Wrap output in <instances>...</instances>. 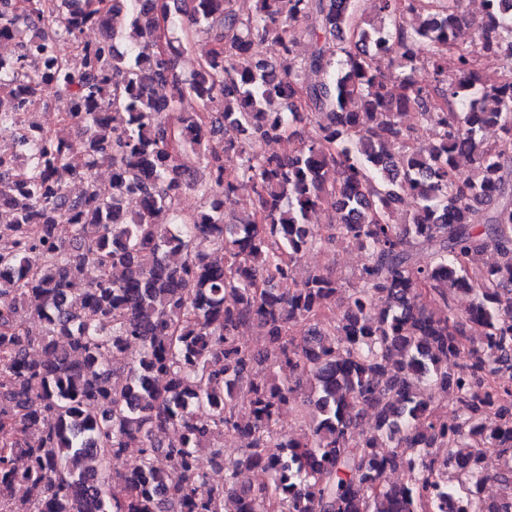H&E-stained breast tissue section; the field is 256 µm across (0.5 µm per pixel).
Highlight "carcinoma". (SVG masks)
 <instances>
[{
  "mask_svg": "<svg viewBox=\"0 0 512 512\" xmlns=\"http://www.w3.org/2000/svg\"><path fill=\"white\" fill-rule=\"evenodd\" d=\"M233 2L0 0V41L15 44L0 128L30 148L0 154V512H83L87 482L99 512H512V79L480 67L512 65V0H484L476 50L464 0H372L373 20L359 0H254L246 16ZM173 14L212 43L188 79L169 32L158 44ZM96 24L103 38L83 40ZM270 39L277 66L261 58ZM385 56L392 76L374 66ZM308 69L321 78L303 82ZM45 94L63 127L39 121ZM186 96L200 111H178ZM302 120L316 136L257 149ZM187 189L208 204L182 213ZM405 193L416 209L399 224ZM325 206L336 223H311ZM337 241L366 258L328 318L343 284L294 271ZM286 415L301 433L285 439ZM224 434L242 444L212 484L199 452L224 458ZM489 480L497 495L471 494Z\"/></svg>",
  "mask_w": 512,
  "mask_h": 512,
  "instance_id": "carcinoma-1",
  "label": "carcinoma"
}]
</instances>
